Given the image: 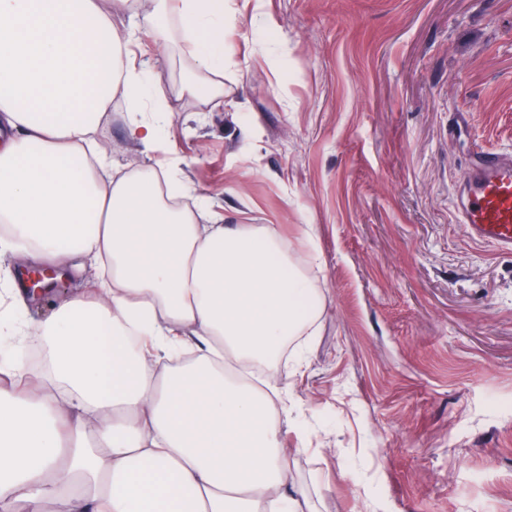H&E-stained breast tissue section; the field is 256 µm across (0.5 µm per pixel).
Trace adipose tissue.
<instances>
[{"instance_id": "obj_1", "label": "adipose tissue", "mask_w": 512, "mask_h": 512, "mask_svg": "<svg viewBox=\"0 0 512 512\" xmlns=\"http://www.w3.org/2000/svg\"><path fill=\"white\" fill-rule=\"evenodd\" d=\"M189 47L180 88L218 100L224 0H0V265L12 255L98 271L37 327V380L1 367L0 512H311L289 481L267 396L224 374L267 363L311 329L324 300L266 225L199 223L160 194L190 186L164 166L114 178L98 136L114 98L129 138L161 148L169 106L135 30Z\"/></svg>"}]
</instances>
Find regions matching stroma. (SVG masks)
Masks as SVG:
<instances>
[{
    "instance_id": "stroma-1",
    "label": "stroma",
    "mask_w": 512,
    "mask_h": 512,
    "mask_svg": "<svg viewBox=\"0 0 512 512\" xmlns=\"http://www.w3.org/2000/svg\"><path fill=\"white\" fill-rule=\"evenodd\" d=\"M221 102L158 65L165 161L210 215L275 226L325 307L275 383L313 512H512V253L455 219L473 152H512V0H228ZM122 105L120 173L151 158Z\"/></svg>"
}]
</instances>
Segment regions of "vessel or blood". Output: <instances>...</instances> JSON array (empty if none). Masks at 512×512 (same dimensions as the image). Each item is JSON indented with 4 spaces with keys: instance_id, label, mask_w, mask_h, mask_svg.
I'll list each match as a JSON object with an SVG mask.
<instances>
[{
    "instance_id": "obj_1",
    "label": "vessel or blood",
    "mask_w": 512,
    "mask_h": 512,
    "mask_svg": "<svg viewBox=\"0 0 512 512\" xmlns=\"http://www.w3.org/2000/svg\"><path fill=\"white\" fill-rule=\"evenodd\" d=\"M456 212L472 239L512 251V158L478 154L458 189Z\"/></svg>"
}]
</instances>
